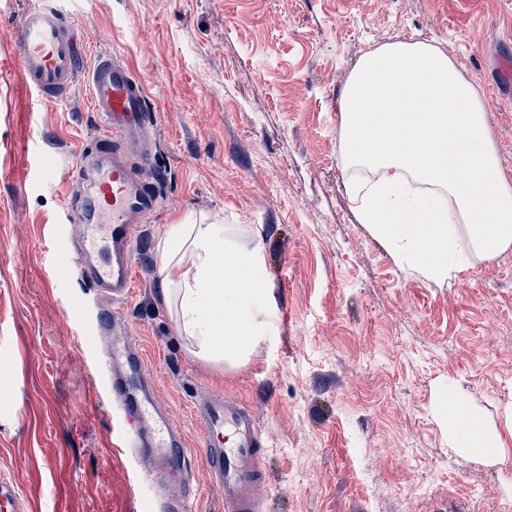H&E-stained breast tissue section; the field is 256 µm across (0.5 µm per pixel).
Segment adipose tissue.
Listing matches in <instances>:
<instances>
[{"label":"adipose tissue","instance_id":"ef3b65f1","mask_svg":"<svg viewBox=\"0 0 512 512\" xmlns=\"http://www.w3.org/2000/svg\"><path fill=\"white\" fill-rule=\"evenodd\" d=\"M344 160L360 223L402 268L442 283L512 249V182L485 103L437 46L398 41L367 53L340 98ZM161 295L195 354L234 366L273 335L264 251L243 224L171 225L157 254ZM448 445L499 454L456 395Z\"/></svg>","mask_w":512,"mask_h":512}]
</instances>
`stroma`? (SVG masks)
<instances>
[{"mask_svg":"<svg viewBox=\"0 0 512 512\" xmlns=\"http://www.w3.org/2000/svg\"><path fill=\"white\" fill-rule=\"evenodd\" d=\"M0 0V476L34 512H124L113 409L88 369L80 288L54 230L64 172L97 137L87 85L43 100ZM83 62L123 57L158 113L161 206L123 313L191 447L194 512H225L194 404L238 397L268 445L263 512H512V250L448 283L394 264L351 208L338 102L361 57L432 43L483 96L512 180V0H63ZM48 164L53 181L38 171ZM245 224L264 248L274 336L238 367L196 357L161 298L171 225ZM456 393L505 445L448 446Z\"/></svg>","mask_w":512,"mask_h":512,"instance_id":"1","label":"stroma"}]
</instances>
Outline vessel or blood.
Instances as JSON below:
<instances>
[{
    "label": "vessel or blood",
    "instance_id": "vessel-or-blood-1",
    "mask_svg": "<svg viewBox=\"0 0 512 512\" xmlns=\"http://www.w3.org/2000/svg\"><path fill=\"white\" fill-rule=\"evenodd\" d=\"M15 38L24 82L39 98L65 97L77 74L86 78L104 141L81 144L77 151L70 175L76 190L55 242L72 256L94 293L72 304L90 315L86 352L91 368L106 377L103 392L115 421L113 454L146 462L127 488L137 503L133 512H188L194 489L186 437L158 406L141 349L119 333L121 306L133 292L136 227L158 206L149 182L157 121L146 110V86L108 51L83 66L71 16L44 0H32L17 17ZM194 412L210 480L223 489L226 512H261L258 490L266 480L267 450L252 409L236 397L212 393L195 403ZM0 512H27L23 495L2 477Z\"/></svg>",
    "mask_w": 512,
    "mask_h": 512
}]
</instances>
